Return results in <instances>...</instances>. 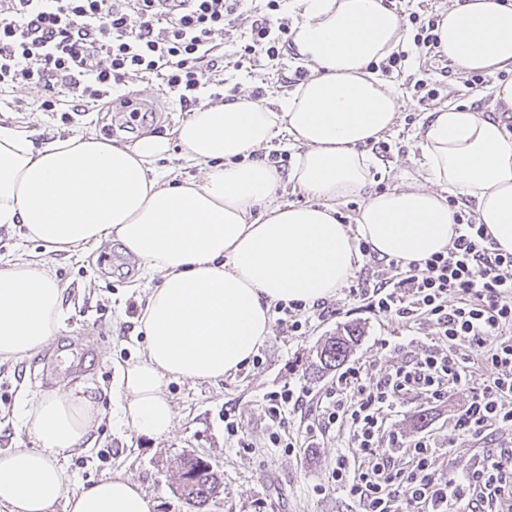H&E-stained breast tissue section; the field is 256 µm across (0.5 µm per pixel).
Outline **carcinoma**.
I'll return each mask as SVG.
<instances>
[{
    "label": "carcinoma",
    "mask_w": 512,
    "mask_h": 512,
    "mask_svg": "<svg viewBox=\"0 0 512 512\" xmlns=\"http://www.w3.org/2000/svg\"><path fill=\"white\" fill-rule=\"evenodd\" d=\"M362 332L356 325H348L344 333L326 339L317 348L314 373L325 375L341 366ZM174 490L186 512H208L209 507L224 494L221 476L202 458L186 453L175 464Z\"/></svg>",
    "instance_id": "1"
}]
</instances>
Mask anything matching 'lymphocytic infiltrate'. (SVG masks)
Wrapping results in <instances>:
<instances>
[{"label":"lymphocytic infiltrate","mask_w":512,"mask_h":512,"mask_svg":"<svg viewBox=\"0 0 512 512\" xmlns=\"http://www.w3.org/2000/svg\"><path fill=\"white\" fill-rule=\"evenodd\" d=\"M280 7L281 0H0V89H38L42 108L69 122L129 79L154 78L189 112L204 88L210 101H223L214 86L224 67L281 66L291 21ZM407 20L412 50L393 52L377 68L406 76L427 105L439 91L430 77L409 74L408 60L434 52L439 16L412 11ZM233 28L244 42L228 55L224 38ZM450 205L459 234L424 262L379 258L368 242L358 243L367 268L349 286L350 297L379 316L424 321L439 338L420 359L374 377L351 364L323 397L321 423L346 430L348 450L317 490H340L361 512H512V448L488 447L486 434L493 425L512 428V253L497 249L458 200ZM275 311L281 333L301 336L311 319L338 308L326 300L310 312L299 302ZM476 364L488 379L451 422L484 450L462 470H436L433 434L405 437L394 419L408 403H445ZM307 397L294 387L266 395L273 444H281L289 413L301 411Z\"/></svg>","instance_id":"lymphocytic-infiltrate-1"}]
</instances>
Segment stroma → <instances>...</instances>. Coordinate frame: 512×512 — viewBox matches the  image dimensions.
I'll use <instances>...</instances> for the list:
<instances>
[{
	"mask_svg": "<svg viewBox=\"0 0 512 512\" xmlns=\"http://www.w3.org/2000/svg\"><path fill=\"white\" fill-rule=\"evenodd\" d=\"M430 78L439 90L437 106L459 104L490 114L492 87L497 73H490V91L473 96L458 70L444 72L441 61H433ZM399 92V108L390 129L381 139L389 149L371 170V188L382 192L407 182H423L422 156L417 132L426 115L405 79L393 81ZM262 88L265 99L285 95L283 74L271 69H229L224 73V94L239 97ZM134 102L153 106L161 117L155 135L166 138L168 150L153 165L161 182L199 177L197 166L185 159L175 129L184 120L178 101L161 91L157 80L135 78L120 89ZM41 94L35 89L0 91V126L25 135L34 147L49 137L93 135L128 143L125 132L113 129L111 105L101 104L95 112L73 122L62 123L59 113L40 108ZM120 242L109 240L92 251H48L40 242L24 238L20 226L0 225V268L14 261L46 267L65 289L67 317L64 327L47 347L31 357L0 360V451L36 447L34 435L23 426L29 404L42 394L85 384L94 395L101 417L94 425L89 448L76 450L66 461L71 476L70 490L90 485L107 475L122 471L138 481L156 502L155 512H184L172 493V465L182 453L191 452L207 460L224 481V498L212 512H357L342 491L318 493L344 451L347 436L338 429L309 436L304 428L291 425L290 434L299 443L295 452L275 447L272 429L265 415L263 398L283 386L303 387L311 394L309 420L319 414L318 401L336 383L335 373H312L317 346L336 335L345 325L356 324L362 337L349 362L362 363L373 370L393 368L423 355L432 345V334L421 337L420 345L404 347L408 330L401 322L374 315L346 299L337 289L340 312L334 317L312 320L305 335L285 336L279 329L259 346L255 361L235 375L216 383L170 380L166 393L176 410L172 432L163 438L136 435L118 418L121 369L135 361L146 348V336L139 319L150 284L139 272L111 267ZM66 347L85 353L81 367L64 368L51 362L54 349ZM487 373L474 368L468 386L453 391L447 402L434 411L411 404L397 418V428L411 437L427 423H434L441 446L436 467L462 468L478 452L476 443L458 435L449 421L469 400L472 389L481 387ZM240 424L238 437L224 429L225 415Z\"/></svg>",
	"mask_w": 512,
	"mask_h": 512,
	"instance_id": "1",
	"label": "stroma"
}]
</instances>
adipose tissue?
<instances>
[{
    "label": "adipose tissue",
    "instance_id": "adipose-tissue-1",
    "mask_svg": "<svg viewBox=\"0 0 512 512\" xmlns=\"http://www.w3.org/2000/svg\"><path fill=\"white\" fill-rule=\"evenodd\" d=\"M290 40L310 75L276 106L240 97L196 107L175 129L200 180L164 186L150 164L168 149L150 136L120 145L94 136L33 148L0 128V224L52 251L115 239L160 276L141 322L145 353L120 375V421L136 434L171 433L168 381L216 382L235 374L271 332L278 303L335 296L353 273L354 238L403 263L444 250L456 235L446 197L475 201L478 223L512 253V132L472 108L430 113L419 148L426 185L369 192L374 158L364 146L388 130L395 88L369 71L406 35L383 0H299ZM439 49L459 72L512 66V0H452ZM297 148L288 174L257 160L278 134ZM304 192L286 205L277 192ZM365 196L355 225L338 202ZM260 215H253V208ZM64 289L45 267L0 268V360L41 350L66 318ZM99 409L83 392H51L24 423L34 448L0 452V512H153L140 483L115 473L68 492L64 461L84 446Z\"/></svg>",
    "mask_w": 512,
    "mask_h": 512
}]
</instances>
